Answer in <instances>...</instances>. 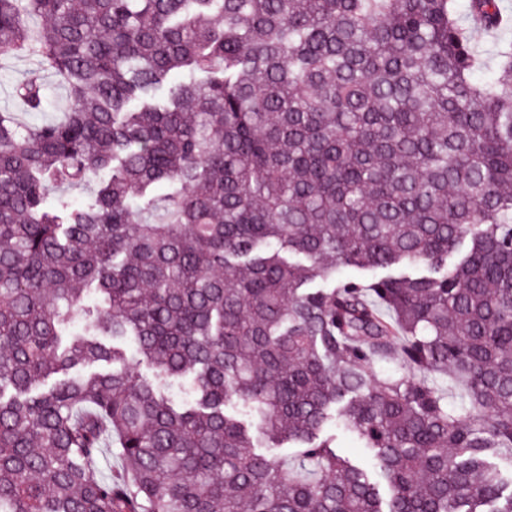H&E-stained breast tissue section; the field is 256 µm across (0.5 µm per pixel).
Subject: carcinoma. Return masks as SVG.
Instances as JSON below:
<instances>
[{"label":"carcinoma","instance_id":"obj_1","mask_svg":"<svg viewBox=\"0 0 512 512\" xmlns=\"http://www.w3.org/2000/svg\"><path fill=\"white\" fill-rule=\"evenodd\" d=\"M23 55L26 111L45 72L67 104L0 109V512H512L511 39L458 0H0ZM45 81L49 85L47 110L43 113L35 115L20 113L23 120L29 124L46 122L49 120L57 119L62 115V112L59 111L65 105V92L55 83L53 77L50 74L46 75ZM338 446L339 451L354 460L360 461L367 469L372 470V461L360 448L359 442L351 435L338 433Z\"/></svg>","mask_w":512,"mask_h":512}]
</instances>
